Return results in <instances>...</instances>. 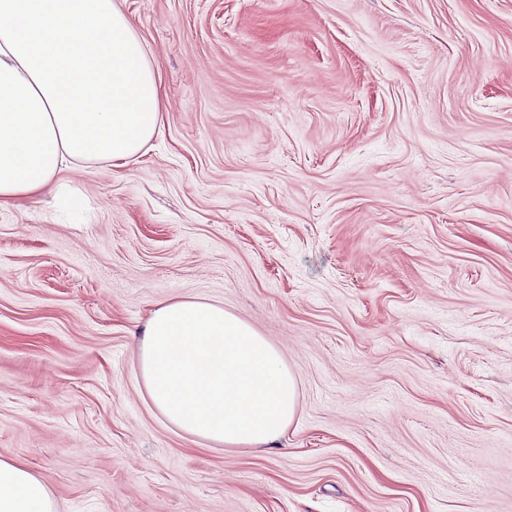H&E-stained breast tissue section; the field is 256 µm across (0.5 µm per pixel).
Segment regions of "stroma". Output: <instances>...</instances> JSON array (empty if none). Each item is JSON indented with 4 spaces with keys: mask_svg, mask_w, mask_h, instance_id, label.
I'll list each match as a JSON object with an SVG mask.
<instances>
[{
    "mask_svg": "<svg viewBox=\"0 0 512 512\" xmlns=\"http://www.w3.org/2000/svg\"><path fill=\"white\" fill-rule=\"evenodd\" d=\"M166 92L125 167L0 210V457L60 512H512V0H121ZM201 297L298 379L262 451L149 409Z\"/></svg>",
    "mask_w": 512,
    "mask_h": 512,
    "instance_id": "1",
    "label": "stroma"
}]
</instances>
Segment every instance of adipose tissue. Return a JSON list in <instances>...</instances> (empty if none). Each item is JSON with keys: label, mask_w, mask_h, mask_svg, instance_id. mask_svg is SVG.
I'll return each instance as SVG.
<instances>
[{"label": "adipose tissue", "mask_w": 512, "mask_h": 512, "mask_svg": "<svg viewBox=\"0 0 512 512\" xmlns=\"http://www.w3.org/2000/svg\"><path fill=\"white\" fill-rule=\"evenodd\" d=\"M165 94L118 0H0V208L43 195L69 168L136 161L160 133ZM137 368L167 425L209 448L264 450L298 412L281 351L201 299L148 313ZM0 512H59L42 477L0 459Z\"/></svg>", "instance_id": "ef3b65f1"}]
</instances>
